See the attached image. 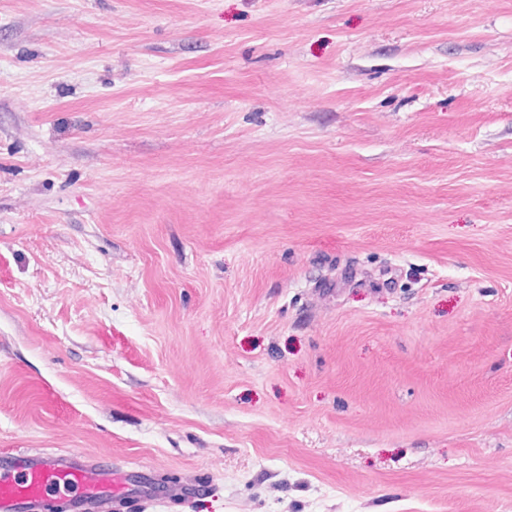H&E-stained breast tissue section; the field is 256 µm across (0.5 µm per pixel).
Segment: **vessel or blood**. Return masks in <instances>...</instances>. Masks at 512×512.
Returning a JSON list of instances; mask_svg holds the SVG:
<instances>
[{"mask_svg":"<svg viewBox=\"0 0 512 512\" xmlns=\"http://www.w3.org/2000/svg\"><path fill=\"white\" fill-rule=\"evenodd\" d=\"M198 488L197 481L185 480L160 496L150 474L113 470L75 452L0 455V512H123L130 497L173 502Z\"/></svg>","mask_w":512,"mask_h":512,"instance_id":"obj_1","label":"vessel or blood"}]
</instances>
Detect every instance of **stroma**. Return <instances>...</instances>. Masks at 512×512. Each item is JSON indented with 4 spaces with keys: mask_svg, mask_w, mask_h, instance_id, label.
<instances>
[{
    "mask_svg": "<svg viewBox=\"0 0 512 512\" xmlns=\"http://www.w3.org/2000/svg\"><path fill=\"white\" fill-rule=\"evenodd\" d=\"M12 449L512 512V0H0Z\"/></svg>",
    "mask_w": 512,
    "mask_h": 512,
    "instance_id": "35a3bbf8",
    "label": "stroma"
}]
</instances>
